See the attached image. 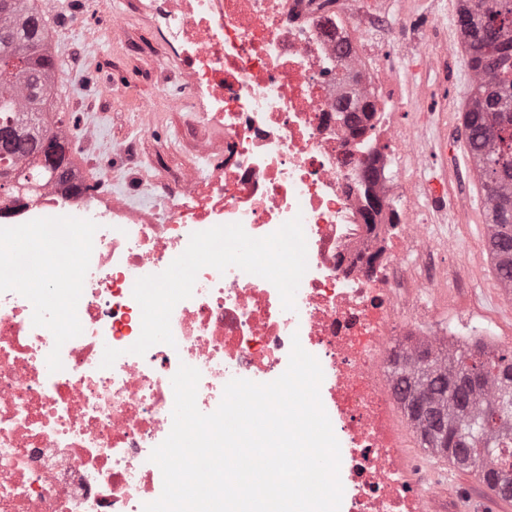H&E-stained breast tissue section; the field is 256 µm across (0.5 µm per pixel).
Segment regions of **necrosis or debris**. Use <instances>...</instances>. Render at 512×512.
I'll return each instance as SVG.
<instances>
[{"mask_svg":"<svg viewBox=\"0 0 512 512\" xmlns=\"http://www.w3.org/2000/svg\"><path fill=\"white\" fill-rule=\"evenodd\" d=\"M162 50L194 75L223 144L142 198L49 182L0 207V512H143L162 493L152 450L172 427L180 364L210 413L232 379L315 356L340 443L343 512H422L388 356L407 298L430 316L448 271L422 213L362 217L375 142L336 122L342 69L378 110L370 26L347 0H151Z\"/></svg>","mask_w":512,"mask_h":512,"instance_id":"necrosis-or-debris-1","label":"necrosis or debris"}]
</instances>
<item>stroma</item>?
<instances>
[{"mask_svg": "<svg viewBox=\"0 0 512 512\" xmlns=\"http://www.w3.org/2000/svg\"><path fill=\"white\" fill-rule=\"evenodd\" d=\"M110 2L112 11L126 17L123 29L112 30L108 15L91 10L81 19L82 27L98 31L102 38L101 50L89 66L80 59L79 40L64 32L59 15H52V50L63 62L56 74L54 105L72 115L76 100L92 102L94 109L85 113V121L99 123L105 138L130 140L147 179L156 183L176 180L206 140L218 138L219 133L200 123L194 113L160 99V77L167 74L168 63L160 52V36L151 13L139 0ZM449 2L357 0L355 15L363 18L383 9L408 18L404 27L375 32L367 44L377 63L400 79L401 103L392 122L407 132L422 131L430 141L421 167L404 169L400 188L404 194L417 195L420 208L428 215L431 235L444 242L438 261L454 262L459 243L475 257L463 287L443 288L437 293V315L444 321L454 320L465 307L472 314L491 317L502 334L497 348L506 351L512 349V305L500 300L491 269L483 191L463 127L462 114L471 89L463 80L469 71L468 57L457 56L443 75L426 67L423 57L425 38L455 43L461 39L455 19L448 16ZM111 86L123 87L125 98L114 101L106 96L105 90ZM145 103L156 109L154 132L149 136L140 135L133 121L134 113ZM433 187L466 200V210L456 217L445 216L431 200ZM404 439L411 457L443 477L464 481L474 496H488V488L475 475L454 471L445 459L419 448L412 427H405Z\"/></svg>", "mask_w": 512, "mask_h": 512, "instance_id": "obj_1", "label": "stroma"}]
</instances>
